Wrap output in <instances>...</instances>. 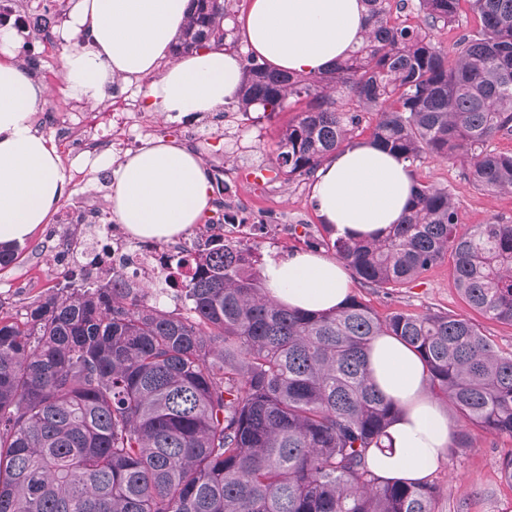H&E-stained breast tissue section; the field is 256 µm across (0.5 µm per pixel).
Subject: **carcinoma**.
Returning a JSON list of instances; mask_svg holds the SVG:
<instances>
[{
    "label": "carcinoma",
    "mask_w": 512,
    "mask_h": 512,
    "mask_svg": "<svg viewBox=\"0 0 512 512\" xmlns=\"http://www.w3.org/2000/svg\"><path fill=\"white\" fill-rule=\"evenodd\" d=\"M175 52L225 45L231 0H193ZM369 30L336 68L274 71L248 54L236 103L272 116L295 106L275 175L311 178L351 143L414 166L452 158L483 191L512 194V0H364ZM476 29L451 52L428 30L463 13ZM445 188L415 182L412 207L377 239L336 237L366 288H402L447 259L465 303L512 326V224L459 231ZM239 242L198 254L173 310L149 287L82 281L0 313V512H436L438 486L382 483L367 467L402 408L370 377L367 348L396 336L423 360L429 389L463 420L512 438V350L472 318L397 311L352 295L333 311L288 308L263 288Z\"/></svg>",
    "instance_id": "1"
}]
</instances>
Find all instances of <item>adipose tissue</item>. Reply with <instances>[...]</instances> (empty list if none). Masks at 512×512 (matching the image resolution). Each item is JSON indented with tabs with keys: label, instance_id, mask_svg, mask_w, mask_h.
I'll use <instances>...</instances> for the list:
<instances>
[{
	"label": "adipose tissue",
	"instance_id": "1",
	"mask_svg": "<svg viewBox=\"0 0 512 512\" xmlns=\"http://www.w3.org/2000/svg\"><path fill=\"white\" fill-rule=\"evenodd\" d=\"M189 0H75L63 38L82 42L65 57L68 96L102 102L111 85L150 77L143 97L168 117L200 118L235 100L243 61L224 49L170 59L188 20ZM368 31L363 0H250L238 18L241 42L269 67L313 74L333 68ZM21 40L0 26V244L24 242L46 223L67 190L56 151L33 126L47 88L15 59ZM414 178L407 162L370 142H357L317 169L312 199L321 223L354 238L380 237L410 206ZM113 215L138 239L172 238L201 223L212 182L201 158L173 141L151 139L112 172ZM267 294L309 312L341 306L351 279L339 261L302 252L263 267ZM370 376L403 412L389 429L392 447L371 451L370 470L383 480L420 482L449 452L448 409L433 399L422 360L397 337L369 345Z\"/></svg>",
	"mask_w": 512,
	"mask_h": 512
}]
</instances>
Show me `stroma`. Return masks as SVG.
<instances>
[{
	"mask_svg": "<svg viewBox=\"0 0 512 512\" xmlns=\"http://www.w3.org/2000/svg\"><path fill=\"white\" fill-rule=\"evenodd\" d=\"M47 38V32L28 30L20 51L36 53L40 65L33 76L51 90L41 110L35 112L33 124L39 133L54 139L69 185L48 223L20 245L16 263L0 270V306L12 313L63 285L66 264L56 254L55 227L69 223L72 211L88 202L109 209L112 169L125 157L124 150L116 145L94 157L79 156L71 141L55 140L48 115L69 121L75 113L89 111L90 106L66 94L65 54L47 48ZM292 117L289 110L270 118L259 112L244 114L233 105L196 121L162 118L147 111L143 114L144 127L133 128L132 133L139 142L158 138L180 142L197 153L206 168L222 169L224 183L214 187L217 204L206 211L204 223H218L230 214L239 224L291 225L289 236L271 234L249 239V248L265 261L306 251L311 244L316 245L318 253H325L324 242L330 237L313 207L310 180L286 183L272 172L279 133ZM414 173L417 180L448 189L454 195L462 230L492 218L512 223V195H492L475 188L459 162L427 159ZM352 293L382 315L396 310L470 313L446 261L408 287L386 290L357 283ZM453 423L456 428L468 430L472 444L465 453L443 459L432 472V480L441 489L438 512H512V485L503 479L500 470L501 458L512 451V439L491 435L458 417Z\"/></svg>",
	"mask_w": 512,
	"mask_h": 512,
	"instance_id": "stroma-1",
	"label": "stroma"
}]
</instances>
